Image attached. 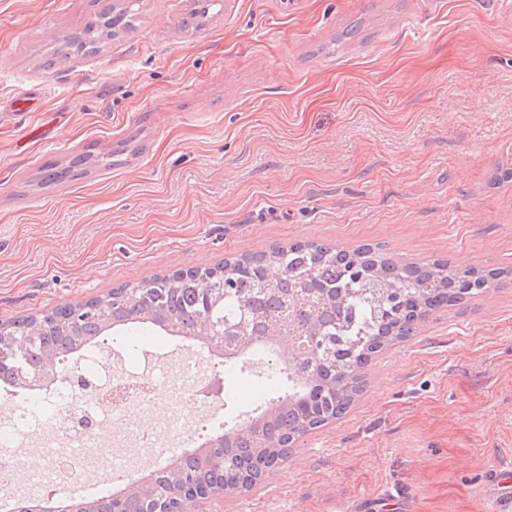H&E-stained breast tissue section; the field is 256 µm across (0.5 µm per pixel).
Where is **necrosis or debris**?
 Segmentation results:
<instances>
[{"label": "necrosis or debris", "mask_w": 512, "mask_h": 512, "mask_svg": "<svg viewBox=\"0 0 512 512\" xmlns=\"http://www.w3.org/2000/svg\"><path fill=\"white\" fill-rule=\"evenodd\" d=\"M67 364L69 375L21 399L0 385V512L18 497L105 489L113 476L170 456L214 421L215 397L206 391L212 376L192 352L175 358L137 345L97 346ZM162 389L172 408L143 428L138 416L149 413ZM27 448L40 451L44 466L23 481L13 459Z\"/></svg>", "instance_id": "necrosis-or-debris-1"}]
</instances>
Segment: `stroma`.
<instances>
[{"label":"stroma","mask_w":512,"mask_h":512,"mask_svg":"<svg viewBox=\"0 0 512 512\" xmlns=\"http://www.w3.org/2000/svg\"><path fill=\"white\" fill-rule=\"evenodd\" d=\"M0 0V319L296 242L499 270L358 374L339 419L205 512H500L512 465V0ZM30 93L29 112L10 111ZM108 157L40 184L50 162ZM266 384L223 393L237 425ZM132 6V5H131ZM130 5L114 13L113 6L102 9L96 19L88 24L85 29L72 36H65L58 40L55 48L56 56H67L70 52H89L100 48L108 43L117 34L120 27H128L131 18L134 16V9ZM120 16V24L115 23V17Z\"/></svg>","instance_id":"stroma-1"}]
</instances>
